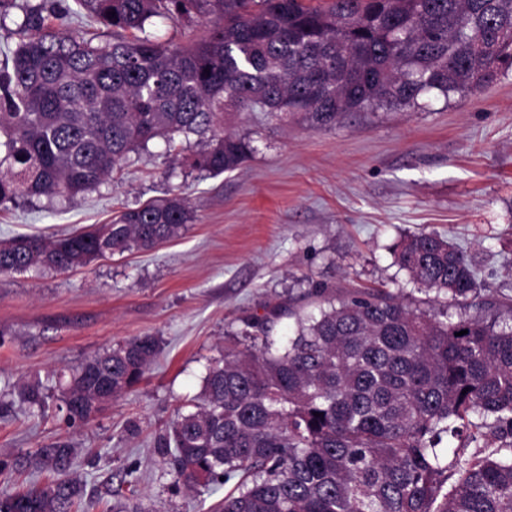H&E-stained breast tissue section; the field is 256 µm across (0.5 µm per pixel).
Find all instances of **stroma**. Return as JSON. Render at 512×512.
<instances>
[{
	"label": "stroma",
	"instance_id": "obj_1",
	"mask_svg": "<svg viewBox=\"0 0 512 512\" xmlns=\"http://www.w3.org/2000/svg\"><path fill=\"white\" fill-rule=\"evenodd\" d=\"M224 129L255 147L233 172L172 164L158 140L77 203L0 206V241L107 224L177 188L192 208L182 235L153 251L0 274V391L37 379L50 388L45 415L22 408L0 421V461L71 437L74 475L96 502L89 512H211L223 499L220 487L175 485L154 438L199 395L243 317L279 304L310 310L314 282L340 294L412 291L390 248L421 231L467 249L481 287L512 296V71L423 108L347 112L329 129L259 108L225 113ZM145 335L160 354L144 378L68 426L53 373Z\"/></svg>",
	"mask_w": 512,
	"mask_h": 512
}]
</instances>
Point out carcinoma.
Instances as JSON below:
<instances>
[{"label": "carcinoma", "instance_id": "1", "mask_svg": "<svg viewBox=\"0 0 512 512\" xmlns=\"http://www.w3.org/2000/svg\"><path fill=\"white\" fill-rule=\"evenodd\" d=\"M18 11L15 47L0 61V206L45 196L77 200L130 154L161 139L207 138L190 166L214 175L255 151L226 134V112L256 107L330 128L346 112L418 107L478 88L474 74L512 68V0H73ZM112 31H61L49 16ZM153 17L208 18L184 44L145 35ZM192 220L180 192L128 208L102 227L0 247V274L64 272L106 254L151 251ZM393 264L428 307L384 288L330 296L315 309L277 306L242 318L208 369L195 409L180 412L155 448L188 490L235 480L214 512H512V298L484 293L467 251L435 232L400 239ZM284 316L296 332L275 345ZM465 330L467 334L458 335ZM153 336L72 367L59 410L86 424L101 396L116 400L159 354ZM45 414L42 382L0 394ZM320 416H314V413ZM479 452L470 456V445ZM67 437L0 462L47 481L0 492V512H80Z\"/></svg>", "mask_w": 512, "mask_h": 512}]
</instances>
